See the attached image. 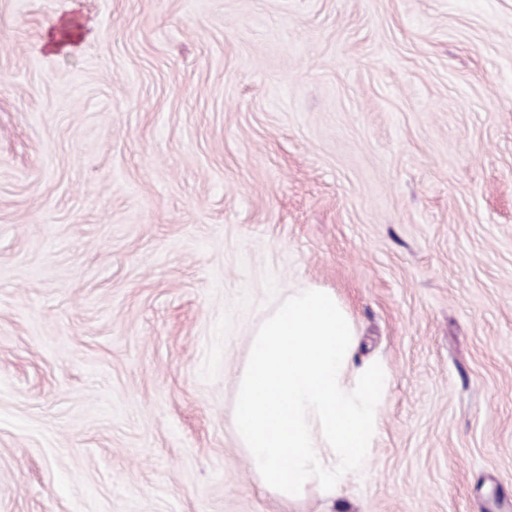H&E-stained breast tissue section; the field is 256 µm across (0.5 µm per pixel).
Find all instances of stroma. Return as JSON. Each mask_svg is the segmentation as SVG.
Listing matches in <instances>:
<instances>
[{
    "label": "stroma",
    "mask_w": 512,
    "mask_h": 512,
    "mask_svg": "<svg viewBox=\"0 0 512 512\" xmlns=\"http://www.w3.org/2000/svg\"><path fill=\"white\" fill-rule=\"evenodd\" d=\"M311 286L388 383L288 504L231 416ZM507 501L512 0H0V512Z\"/></svg>",
    "instance_id": "stroma-1"
}]
</instances>
